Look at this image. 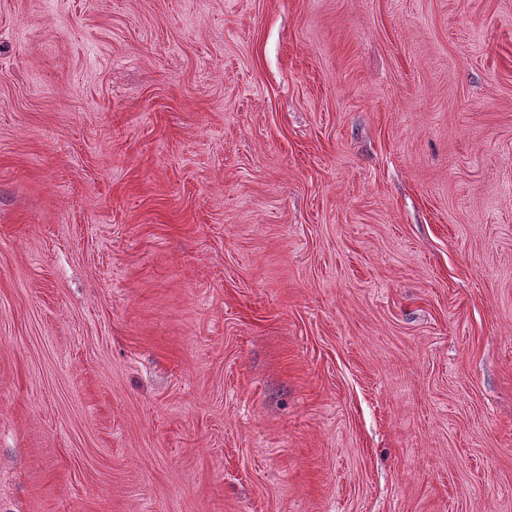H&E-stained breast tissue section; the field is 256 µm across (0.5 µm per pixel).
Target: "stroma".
<instances>
[{"label":"stroma","mask_w":512,"mask_h":512,"mask_svg":"<svg viewBox=\"0 0 512 512\" xmlns=\"http://www.w3.org/2000/svg\"><path fill=\"white\" fill-rule=\"evenodd\" d=\"M0 512H512V0H0Z\"/></svg>","instance_id":"obj_1"}]
</instances>
